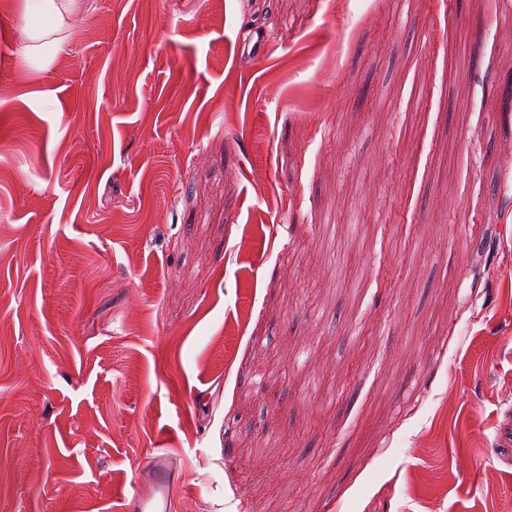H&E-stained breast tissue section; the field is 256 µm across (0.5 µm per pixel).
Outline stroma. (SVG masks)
<instances>
[{"label": "stroma", "mask_w": 512, "mask_h": 512, "mask_svg": "<svg viewBox=\"0 0 512 512\" xmlns=\"http://www.w3.org/2000/svg\"><path fill=\"white\" fill-rule=\"evenodd\" d=\"M0 7V512H512V0ZM77 1L26 0L23 30L26 37L24 56L28 61L35 64L47 62L42 49L50 40L60 43L68 36L70 17ZM62 33L65 34L60 35ZM176 471L170 456L159 449L152 461L146 481L151 490L147 494L134 493L126 508L130 512H170V487L175 482Z\"/></svg>", "instance_id": "obj_1"}]
</instances>
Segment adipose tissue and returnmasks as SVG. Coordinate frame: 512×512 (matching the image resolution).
I'll use <instances>...</instances> for the list:
<instances>
[{"label": "adipose tissue", "instance_id": "adipose-tissue-1", "mask_svg": "<svg viewBox=\"0 0 512 512\" xmlns=\"http://www.w3.org/2000/svg\"><path fill=\"white\" fill-rule=\"evenodd\" d=\"M76 5L77 0H26L24 56L28 61L43 62L44 45L69 31L70 17Z\"/></svg>", "mask_w": 512, "mask_h": 512}]
</instances>
